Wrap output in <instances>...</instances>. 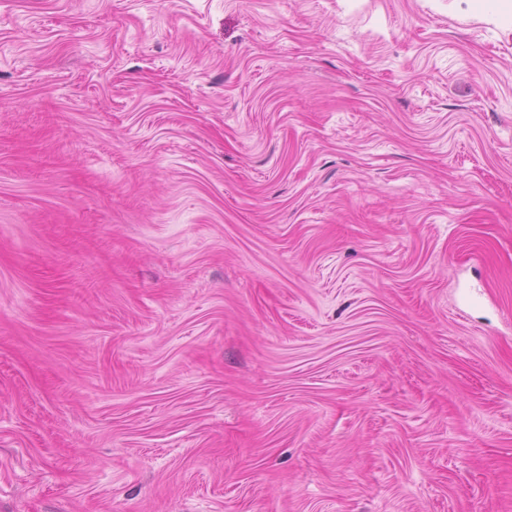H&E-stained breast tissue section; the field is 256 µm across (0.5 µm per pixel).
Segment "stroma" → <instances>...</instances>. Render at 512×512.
<instances>
[{"label":"stroma","instance_id":"obj_1","mask_svg":"<svg viewBox=\"0 0 512 512\" xmlns=\"http://www.w3.org/2000/svg\"><path fill=\"white\" fill-rule=\"evenodd\" d=\"M0 512H512V11L0 0Z\"/></svg>","mask_w":512,"mask_h":512}]
</instances>
